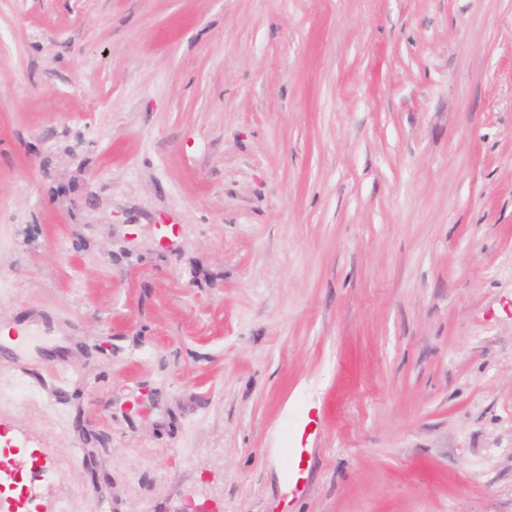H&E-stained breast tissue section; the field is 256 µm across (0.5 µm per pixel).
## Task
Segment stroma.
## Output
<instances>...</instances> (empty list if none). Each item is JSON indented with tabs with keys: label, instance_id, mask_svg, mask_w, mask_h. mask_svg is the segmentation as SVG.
Here are the masks:
<instances>
[{
	"label": "stroma",
	"instance_id": "obj_1",
	"mask_svg": "<svg viewBox=\"0 0 512 512\" xmlns=\"http://www.w3.org/2000/svg\"><path fill=\"white\" fill-rule=\"evenodd\" d=\"M7 446L34 512H512V0H0Z\"/></svg>",
	"mask_w": 512,
	"mask_h": 512
}]
</instances>
